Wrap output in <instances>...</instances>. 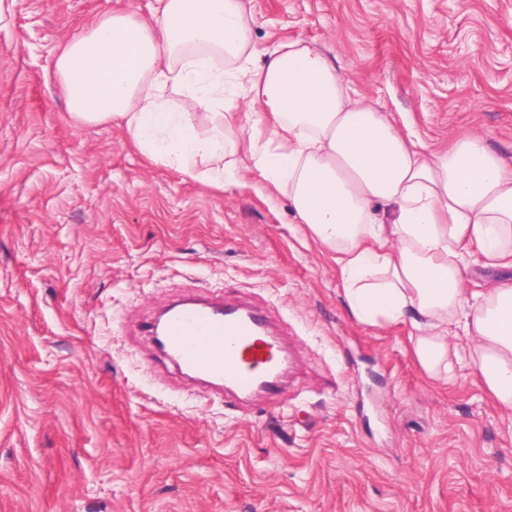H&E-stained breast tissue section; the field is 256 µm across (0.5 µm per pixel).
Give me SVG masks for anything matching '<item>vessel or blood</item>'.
I'll return each instance as SVG.
<instances>
[{"mask_svg": "<svg viewBox=\"0 0 512 512\" xmlns=\"http://www.w3.org/2000/svg\"><path fill=\"white\" fill-rule=\"evenodd\" d=\"M151 354L232 404L251 395L276 404L284 393L288 356L258 308L202 293L169 305L146 323Z\"/></svg>", "mask_w": 512, "mask_h": 512, "instance_id": "vessel-or-blood-1", "label": "vessel or blood"}]
</instances>
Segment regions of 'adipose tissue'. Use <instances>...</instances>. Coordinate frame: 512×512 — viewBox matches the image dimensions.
<instances>
[{
	"label": "adipose tissue",
	"mask_w": 512,
	"mask_h": 512,
	"mask_svg": "<svg viewBox=\"0 0 512 512\" xmlns=\"http://www.w3.org/2000/svg\"><path fill=\"white\" fill-rule=\"evenodd\" d=\"M157 3L152 22L110 15L57 57L72 117L122 122L145 157L210 186L240 184L247 151L297 223L336 250L357 321L411 320L428 376L475 369L512 415V279L471 291L465 259L512 268V155L468 132L429 149L356 101L344 67L303 41L253 62L242 0ZM172 91L197 111L176 110Z\"/></svg>",
	"instance_id": "ef3b65f1"
}]
</instances>
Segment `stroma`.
<instances>
[{
	"mask_svg": "<svg viewBox=\"0 0 512 512\" xmlns=\"http://www.w3.org/2000/svg\"><path fill=\"white\" fill-rule=\"evenodd\" d=\"M256 58L301 40L431 147L512 154V0H244ZM156 0H0V512H512V418L369 327L336 253L258 174L217 189L71 118L55 61ZM210 288L288 328L254 414L154 363L140 325Z\"/></svg>",
	"mask_w": 512,
	"mask_h": 512,
	"instance_id": "35a3bbf8",
	"label": "stroma"
}]
</instances>
